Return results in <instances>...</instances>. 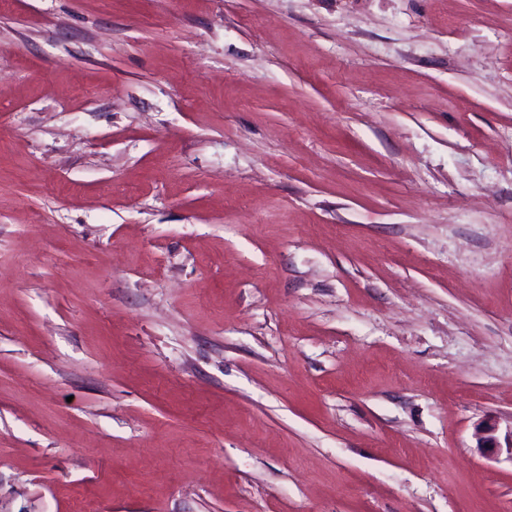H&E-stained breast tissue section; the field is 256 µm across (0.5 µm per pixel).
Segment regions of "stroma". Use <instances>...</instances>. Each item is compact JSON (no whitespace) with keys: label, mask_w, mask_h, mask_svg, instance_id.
<instances>
[{"label":"stroma","mask_w":512,"mask_h":512,"mask_svg":"<svg viewBox=\"0 0 512 512\" xmlns=\"http://www.w3.org/2000/svg\"><path fill=\"white\" fill-rule=\"evenodd\" d=\"M511 437L512 0H0V512H512Z\"/></svg>","instance_id":"1"}]
</instances>
